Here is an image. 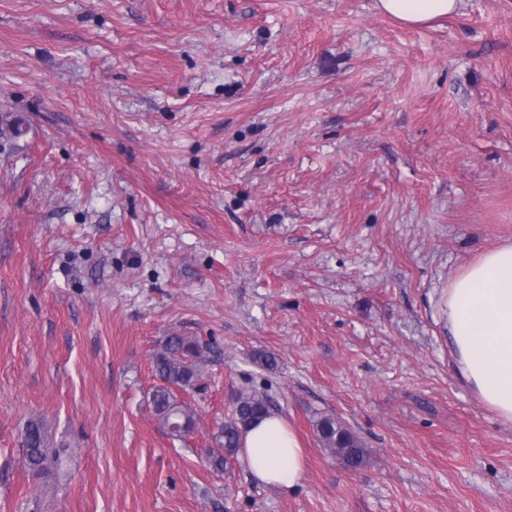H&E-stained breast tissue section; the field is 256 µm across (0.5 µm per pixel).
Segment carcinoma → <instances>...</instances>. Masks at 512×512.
<instances>
[{
    "label": "carcinoma",
    "mask_w": 512,
    "mask_h": 512,
    "mask_svg": "<svg viewBox=\"0 0 512 512\" xmlns=\"http://www.w3.org/2000/svg\"><path fill=\"white\" fill-rule=\"evenodd\" d=\"M23 122L9 115L0 116V142L15 143L25 136ZM203 350L190 336L173 334L155 356V374L161 381L152 392L151 404L158 420L174 436H180L195 427V418L177 400L176 389H193L201 378ZM271 411L268 399L255 392L240 391L233 399L232 416L218 427L214 435L218 451L211 455L214 469L234 458L243 428ZM323 445L338 454L344 464L356 469L364 463L365 453L358 440L339 422L323 418L316 424ZM25 462L29 469L39 473L61 465L60 454L50 452L44 426L39 421L27 424L22 438Z\"/></svg>",
    "instance_id": "cac0c4a2"
}]
</instances>
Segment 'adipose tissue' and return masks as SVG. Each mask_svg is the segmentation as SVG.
Here are the masks:
<instances>
[{"instance_id": "ef3b65f1", "label": "adipose tissue", "mask_w": 512, "mask_h": 512, "mask_svg": "<svg viewBox=\"0 0 512 512\" xmlns=\"http://www.w3.org/2000/svg\"><path fill=\"white\" fill-rule=\"evenodd\" d=\"M462 0H376L377 9L407 26L457 14ZM448 334L461 376L480 400L512 422V243L481 253L448 283ZM240 455L258 481L301 485L304 452L287 420L273 413L241 435Z\"/></svg>"}]
</instances>
